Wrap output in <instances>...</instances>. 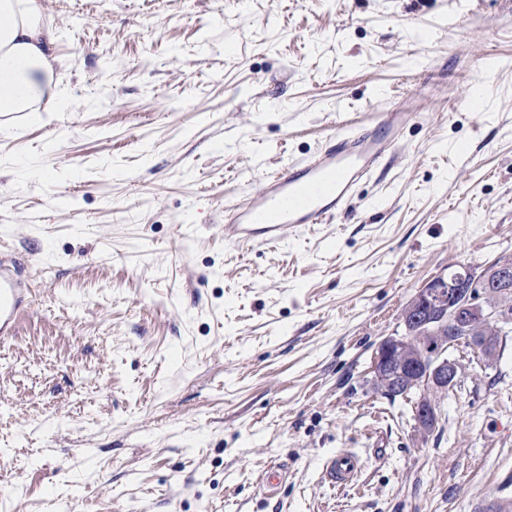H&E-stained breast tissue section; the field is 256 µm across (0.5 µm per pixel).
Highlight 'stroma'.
I'll use <instances>...</instances> for the list:
<instances>
[{
    "instance_id": "stroma-1",
    "label": "stroma",
    "mask_w": 512,
    "mask_h": 512,
    "mask_svg": "<svg viewBox=\"0 0 512 512\" xmlns=\"http://www.w3.org/2000/svg\"><path fill=\"white\" fill-rule=\"evenodd\" d=\"M37 3L63 96L0 115V255L44 270L0 340V512H512V335L455 352L428 436L371 372L420 288L512 255V0ZM403 110L337 222L225 233L264 171ZM358 458L348 452L332 455L325 463L324 478L331 485L351 482L358 470Z\"/></svg>"
}]
</instances>
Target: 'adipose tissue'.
<instances>
[{
    "mask_svg": "<svg viewBox=\"0 0 512 512\" xmlns=\"http://www.w3.org/2000/svg\"><path fill=\"white\" fill-rule=\"evenodd\" d=\"M55 30L36 0H0V113L38 112L56 98Z\"/></svg>",
    "mask_w": 512,
    "mask_h": 512,
    "instance_id": "obj_1",
    "label": "adipose tissue"
}]
</instances>
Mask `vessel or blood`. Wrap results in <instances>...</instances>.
Wrapping results in <instances>:
<instances>
[{"instance_id":"1","label":"vessel or blood","mask_w":512,"mask_h":512,"mask_svg":"<svg viewBox=\"0 0 512 512\" xmlns=\"http://www.w3.org/2000/svg\"><path fill=\"white\" fill-rule=\"evenodd\" d=\"M421 118L417 112H376L360 126L337 125L309 161L265 173L257 192L245 193L224 212V224L238 243L279 244L297 224H330L347 212L356 186L395 147L394 131ZM16 267L0 261V339L16 335L25 300ZM359 467L354 454L341 452L325 463L329 484H346Z\"/></svg>"}]
</instances>
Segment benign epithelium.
I'll return each mask as SVG.
<instances>
[{
  "mask_svg": "<svg viewBox=\"0 0 512 512\" xmlns=\"http://www.w3.org/2000/svg\"><path fill=\"white\" fill-rule=\"evenodd\" d=\"M510 283L511 258H504L480 272L463 265L445 276L440 275L419 289L405 306L402 313L404 333L387 336L378 344L371 365L373 380L389 384L401 376L402 388L418 393L414 418L419 433L426 435L436 428L438 415L433 396L448 391L459 380L458 365L449 351L458 343L472 341V333L477 328H489L501 336L506 326L512 323L509 305L490 304L484 300V294L492 293L495 286L499 287L496 297L503 300L511 297L512 290L507 288ZM435 308L448 311V324L457 335L435 337L408 372L392 371L398 355L412 342L410 326H416L420 332L434 330L435 322L430 320V313Z\"/></svg>",
  "mask_w": 512,
  "mask_h": 512,
  "instance_id": "benign-epithelium-1",
  "label": "benign epithelium"
}]
</instances>
